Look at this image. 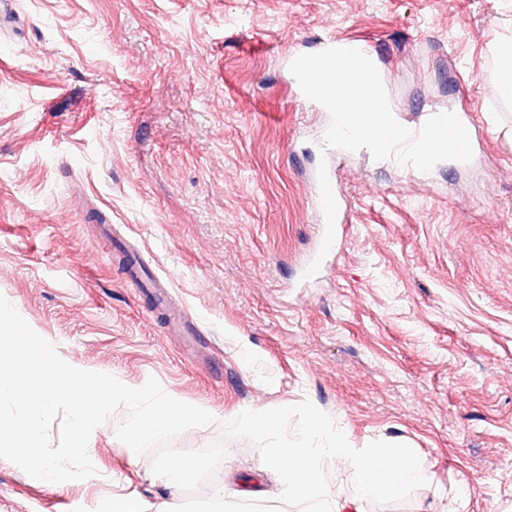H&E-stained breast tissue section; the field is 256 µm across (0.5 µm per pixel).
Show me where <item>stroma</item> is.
<instances>
[{
    "mask_svg": "<svg viewBox=\"0 0 512 512\" xmlns=\"http://www.w3.org/2000/svg\"><path fill=\"white\" fill-rule=\"evenodd\" d=\"M341 31L379 52L399 113L470 97L483 142L428 173L323 151L290 59ZM512 0H14L0 24V295L60 357L138 388L156 378L214 421L234 499L271 474L224 418L311 401L362 448L411 446L434 474L408 500L343 512H512V107L490 82ZM348 236L299 278L319 165ZM137 254L169 289L157 306ZM95 430L96 473L50 488L0 459V512H142L186 494ZM327 173H328L332 193H333V196H334L336 204H337V213H336L335 222H334L335 237H334V241L328 251V252H332V251L336 250V248L339 245V241L342 240V238H343L344 227H345V224L348 223V210H347V208L343 207L341 194L337 188L336 179H335L334 174L332 173V171H328ZM340 230L342 231L341 237H340Z\"/></svg>",
    "mask_w": 512,
    "mask_h": 512,
    "instance_id": "stroma-1",
    "label": "stroma"
}]
</instances>
